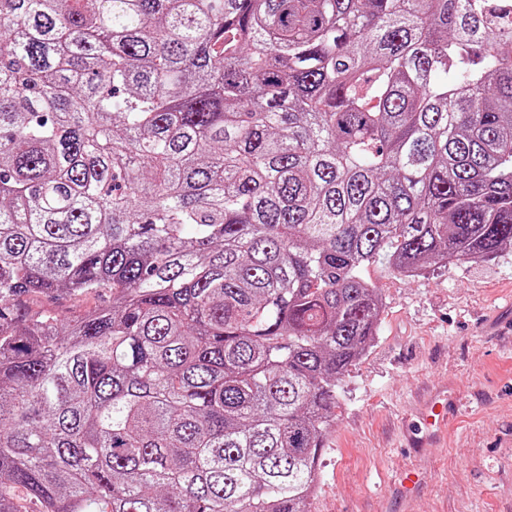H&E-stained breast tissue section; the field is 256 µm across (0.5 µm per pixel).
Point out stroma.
<instances>
[{
    "label": "stroma",
    "instance_id": "1",
    "mask_svg": "<svg viewBox=\"0 0 512 512\" xmlns=\"http://www.w3.org/2000/svg\"><path fill=\"white\" fill-rule=\"evenodd\" d=\"M364 274L385 298L378 335L337 388L312 512H512V249L420 277L384 263ZM108 296H31V310L70 318ZM448 391L447 434L410 448L416 414ZM419 483L397 495L400 472Z\"/></svg>",
    "mask_w": 512,
    "mask_h": 512
}]
</instances>
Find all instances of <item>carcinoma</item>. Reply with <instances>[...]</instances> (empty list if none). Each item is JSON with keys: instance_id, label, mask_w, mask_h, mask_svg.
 Masks as SVG:
<instances>
[{"instance_id": "carcinoma-1", "label": "carcinoma", "mask_w": 512, "mask_h": 512, "mask_svg": "<svg viewBox=\"0 0 512 512\" xmlns=\"http://www.w3.org/2000/svg\"><path fill=\"white\" fill-rule=\"evenodd\" d=\"M506 247L507 0H0V512H309L365 267ZM108 294L90 293L80 296L45 297L31 296L25 299V305L33 311L52 310L61 318L77 316L86 310L101 306L108 300Z\"/></svg>"}]
</instances>
